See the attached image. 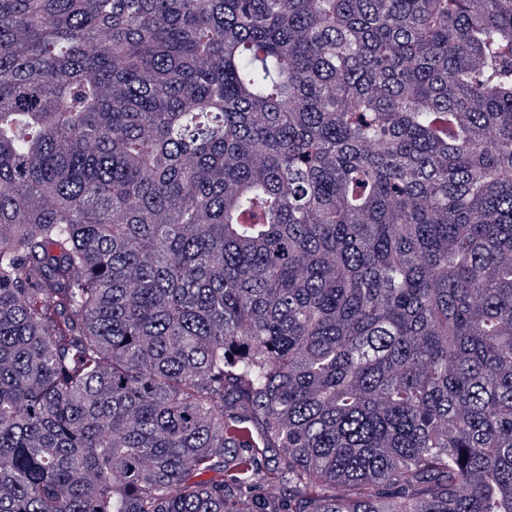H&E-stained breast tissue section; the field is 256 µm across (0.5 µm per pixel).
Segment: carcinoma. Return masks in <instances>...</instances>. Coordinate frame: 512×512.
<instances>
[{"label": "carcinoma", "instance_id": "cac0c4a2", "mask_svg": "<svg viewBox=\"0 0 512 512\" xmlns=\"http://www.w3.org/2000/svg\"><path fill=\"white\" fill-rule=\"evenodd\" d=\"M0 512H512V0H0Z\"/></svg>", "mask_w": 512, "mask_h": 512}]
</instances>
